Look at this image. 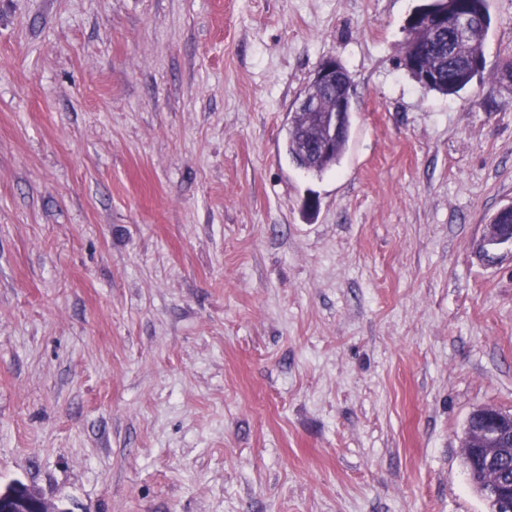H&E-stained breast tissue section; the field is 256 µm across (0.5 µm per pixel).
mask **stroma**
<instances>
[{"instance_id":"1","label":"stroma","mask_w":512,"mask_h":512,"mask_svg":"<svg viewBox=\"0 0 512 512\" xmlns=\"http://www.w3.org/2000/svg\"><path fill=\"white\" fill-rule=\"evenodd\" d=\"M425 0H0V487L67 512H488L512 411V0L459 94ZM355 84L338 167L285 135ZM315 198L307 212L304 202ZM343 69L345 71L343 74L344 79L342 80V84L338 87V89L347 94L350 87H352L353 97L351 100V105L349 97L335 96L332 98L330 105L326 106L323 100L328 103L332 93L336 92V88L334 87V89L331 90H324L325 96H323V100L318 94L319 90L324 89L330 85H336V79L343 71ZM343 69L336 58L328 57L324 59L314 71L308 88L298 99L294 113L299 115L304 112L321 113L320 120L323 133L319 138L311 139L308 142L307 149L309 153L313 157L318 158V160H323L331 154L332 149L336 144L334 153H332L329 158L322 162H317L310 155H304L298 149V143L302 136V126L306 123V119H308V117L298 126L297 120L294 118V122L291 123L287 131L286 150L293 163L299 169H302L307 173H309L308 171L313 170L315 175L320 176L327 171L335 169L338 165H340L341 160L346 152L352 126V104L355 96V87L349 72L344 67ZM349 105L350 111H348L347 127L344 133L343 115L344 112L349 108ZM498 224L502 225V231L500 233V237L503 238L505 241H508L512 238V216L510 213H503L500 215H496L490 222V224H487L486 226V232L484 234V239L482 242L481 247L487 252L486 257L489 258L490 255L494 256L496 249L499 247V245H496L497 240H499V237L496 232V227ZM482 413L491 419L495 425L506 423L510 430L509 435L502 434L497 427L492 426L469 432L466 438L462 440V448L467 449L470 457L476 456L481 470L485 471L496 469L501 460L512 451V412L486 408L482 410ZM503 473L512 478L511 454L503 461L501 468L492 477L484 479L483 476L481 479L483 485L480 488L483 493L479 497L486 503L488 509H492L494 505L491 501L494 495V512H512V480H501L499 482Z\"/></svg>"}]
</instances>
